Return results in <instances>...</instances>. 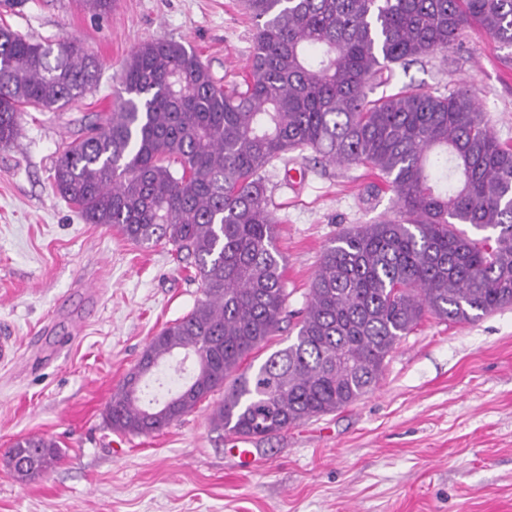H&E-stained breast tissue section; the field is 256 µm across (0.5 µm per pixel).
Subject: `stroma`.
Segmentation results:
<instances>
[{
	"instance_id": "35a3bbf8",
	"label": "stroma",
	"mask_w": 512,
	"mask_h": 512,
	"mask_svg": "<svg viewBox=\"0 0 512 512\" xmlns=\"http://www.w3.org/2000/svg\"><path fill=\"white\" fill-rule=\"evenodd\" d=\"M114 2L101 18L78 0H26L0 16L39 41L79 39L102 64L96 88L28 112L0 146V327L20 351L0 367V512H512V306L465 324L426 317L373 392L269 439L213 429L209 400L150 435L107 427L106 405L152 336L201 293L172 245L84 223L53 188L55 161L111 108L138 44L184 42L227 88L254 44L243 0ZM461 81L512 143V48L488 33L467 30L454 49L396 69L390 88L444 93ZM266 186L294 310L329 241L395 209L384 179L356 165L300 160L268 169ZM28 435L55 441L60 461L21 481L7 451Z\"/></svg>"
}]
</instances>
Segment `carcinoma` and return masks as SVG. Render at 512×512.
<instances>
[{"mask_svg": "<svg viewBox=\"0 0 512 512\" xmlns=\"http://www.w3.org/2000/svg\"><path fill=\"white\" fill-rule=\"evenodd\" d=\"M251 62L226 89L176 40L132 49L113 109L67 143L54 188L88 224L193 260L203 299L146 347L155 365L183 354L189 381L147 400L134 367L106 406L115 432L149 435L224 392L211 425L264 438L345 408L379 384L397 342L426 316L474 322L512 305V145L484 122L470 87L446 94L390 84L394 66L457 46L478 28L512 47V0H244ZM77 39L34 40L0 26V144L24 114L54 111L98 79ZM378 172L395 213L338 233L305 306L288 310L265 173L288 154ZM467 225L485 235L471 237ZM297 319L291 344L248 359ZM13 474L48 473L58 445L8 449Z\"/></svg>", "mask_w": 512, "mask_h": 512, "instance_id": "1", "label": "carcinoma"}]
</instances>
